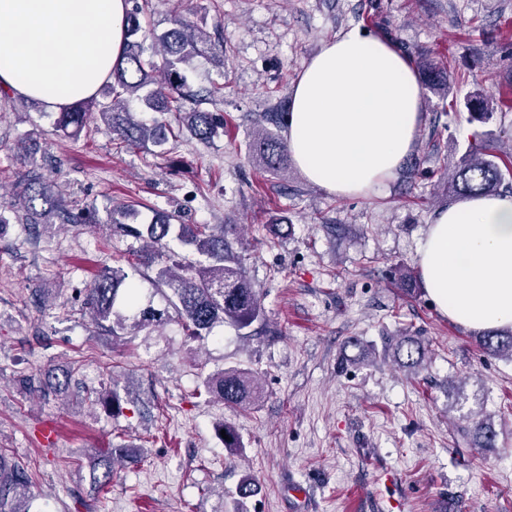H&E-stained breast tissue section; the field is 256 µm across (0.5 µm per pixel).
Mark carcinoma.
<instances>
[{
	"label": "carcinoma",
	"mask_w": 512,
	"mask_h": 512,
	"mask_svg": "<svg viewBox=\"0 0 512 512\" xmlns=\"http://www.w3.org/2000/svg\"><path fill=\"white\" fill-rule=\"evenodd\" d=\"M149 0L127 13L126 48L123 57L99 90L108 102L93 96L63 107L54 113L56 131L78 136L88 127L91 110L98 109L101 119L122 144L154 140L166 144V124L153 117L134 116L127 102L134 98L142 111L178 114L179 122L195 139L209 142L223 127L211 112L182 110L188 98L214 99L223 94V87L212 86L205 91L192 90L187 82L186 67L197 54L198 44L206 41L201 31L180 17L173 19L174 27L161 33H151V43L140 35L141 15ZM249 154L271 171L286 168L287 146L279 137L263 128L249 144ZM448 195L465 197L473 193L495 194L512 190V151L501 150L482 138L468 143L463 158L448 177ZM25 208L22 220L30 236L37 234L39 225L96 224L93 210L73 211L71 204L55 196L51 186L38 169L32 168L23 177L19 194ZM41 208H36V205ZM139 212L122 207L112 212L113 228L137 241L149 244L150 249L134 252L133 266L154 272L153 282L166 305L156 309L142 305L141 288L128 280L120 269L104 268L83 289V305L92 316L96 334L121 342L128 336L147 329L159 331L174 321L181 325L187 340L207 339L218 323H228L238 330L250 328L265 320L263 294L246 275L239 256L227 240L230 224H176L177 215L156 211L145 221H138ZM189 248L198 255L190 259L176 247ZM483 353L491 357L512 359V328L487 331L479 336ZM393 360L412 374H418L428 358V348L417 336H397L392 343ZM73 371L59 380L52 371L40 380L21 376L19 384L28 389L37 387L43 392H57L68 387ZM204 393L216 395L224 406L248 411L263 397L260 380L248 370L231 366L207 375L201 382ZM94 402L114 414L123 412V399L117 391H97L87 394ZM458 433L472 448L485 450L496 445L498 432L484 416L470 419L458 426ZM121 448H108L94 460L90 478L94 486L105 491L112 486L114 463ZM34 466L12 459L0 448V512H30L33 498Z\"/></svg>",
	"instance_id": "cac0c4a2"
}]
</instances>
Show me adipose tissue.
<instances>
[{
  "mask_svg": "<svg viewBox=\"0 0 512 512\" xmlns=\"http://www.w3.org/2000/svg\"><path fill=\"white\" fill-rule=\"evenodd\" d=\"M128 9L127 0H0V88L49 111L95 95L125 51ZM422 118L408 57L353 26L304 65L286 142L309 182L357 197L395 175ZM418 255L442 315L477 331L512 327V193L437 210Z\"/></svg>",
  "mask_w": 512,
  "mask_h": 512,
  "instance_id": "adipose-tissue-1",
  "label": "adipose tissue"
}]
</instances>
